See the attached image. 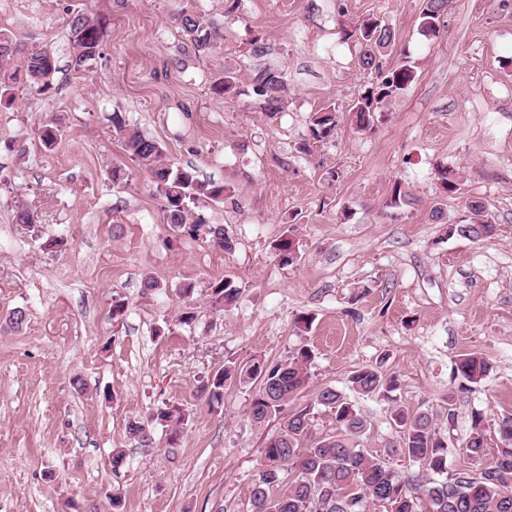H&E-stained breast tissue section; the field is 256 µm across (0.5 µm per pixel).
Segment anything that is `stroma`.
Here are the masks:
<instances>
[{
	"mask_svg": "<svg viewBox=\"0 0 512 512\" xmlns=\"http://www.w3.org/2000/svg\"><path fill=\"white\" fill-rule=\"evenodd\" d=\"M186 9L220 30L207 56L186 49L177 25ZM420 9V0H0V27L51 50L59 68L51 91L18 92L0 109V138L27 145L22 158L0 150V512H112L113 494L123 512H251L252 476L276 426L251 422L253 385L226 384L217 410L199 389L220 368L303 348L314 359L294 406L325 387L348 394L367 422L361 448L400 477L418 465L397 451L394 405L433 411L449 472L483 467L461 452L476 413L496 458V422L512 413V0H453L435 37L422 32ZM78 11L107 22L99 57L79 69L67 34ZM367 16L395 33L385 66L408 60L416 78L361 132L349 105L377 75L341 27ZM257 38L286 73L287 104L272 118L252 96ZM228 71L235 92L214 93ZM328 104L333 138L300 153ZM116 112L169 162L229 187L198 211L224 225L232 250L173 239L162 197L112 128ZM52 119L62 133L48 151L36 133ZM116 166L126 185L113 184ZM446 168L459 191L442 188ZM397 185L405 196L395 206ZM473 202L491 214L493 234L449 235ZM21 205L65 249L44 250L17 223ZM287 231L299 253L289 267L273 254ZM224 278L242 294L219 310L210 287ZM16 309L26 314L18 328ZM188 309L194 321L180 324ZM470 352L490 365L476 384L452 377ZM362 366L398 377L391 399L351 392ZM167 404L186 413L180 440L168 445L156 425L141 447L128 421Z\"/></svg>",
	"mask_w": 512,
	"mask_h": 512,
	"instance_id": "1",
	"label": "stroma"
}]
</instances>
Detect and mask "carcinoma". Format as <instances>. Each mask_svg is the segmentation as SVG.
Here are the masks:
<instances>
[{"label": "carcinoma", "mask_w": 512, "mask_h": 512, "mask_svg": "<svg viewBox=\"0 0 512 512\" xmlns=\"http://www.w3.org/2000/svg\"><path fill=\"white\" fill-rule=\"evenodd\" d=\"M447 11L448 0H422L419 15L422 31L438 33ZM67 27L74 49V65L79 69L100 55L106 36L105 23L83 16L77 21L68 20ZM179 28L194 54H206L215 48L218 32L206 16L184 11L179 17ZM342 34L361 45V66L377 72V82L360 94L349 112L351 124L364 131L371 128L374 114L388 99L401 94L414 82L416 73L405 60L383 68L381 55L395 42V35L390 28L377 23V19L364 18L352 29H342ZM56 70L55 57L49 50L25 49L17 44L9 30L0 29V106L11 105L20 87L37 94L49 92ZM286 86L281 67L265 65L257 70L252 93L259 109L267 116L283 111ZM112 127L122 136V148L128 158L151 179L162 196L164 223L177 234L202 238L221 250L232 249L233 239L224 226L209 224L196 212L202 202H223L224 184L202 181L193 168L166 162L160 144L127 129L117 112L112 113ZM335 128L336 112L328 105L313 115L311 139L302 145L301 151L309 153L324 144L332 138ZM38 137L50 150L58 143L60 129L54 123L43 124L38 128ZM16 219L28 231L41 234L37 217L28 207L21 206ZM494 228L485 207L472 203L467 222L448 228V233L480 238L492 234ZM274 250L283 266L297 261L295 241L286 233L274 244ZM210 290V299L216 306L230 305L241 295V288L229 278L213 283ZM311 359L312 353L302 349L285 361L257 360L249 365L226 367L202 385L206 404L214 410L222 403L228 379L250 380L257 385L249 406L251 420L257 425L278 420L275 432L266 438L261 462L251 481V512H512V414L498 419L501 448L496 460L472 476L448 472V443L438 437L433 414L395 410L392 419L401 433L398 451L421 470L403 479L385 461L360 448L366 420L342 393L324 388L314 397L315 404L334 414L336 432L327 437L312 436V406L285 411L306 385ZM488 370L483 357L464 353L455 362L453 377L477 383ZM350 383L355 392L367 397L391 392L397 386L396 379L374 367L353 371ZM184 419L176 406L158 407L145 422L129 421L127 433L137 441L146 442L150 440L148 425L154 423L168 430V444L173 446L179 440ZM482 421V416H474L473 436L463 448L475 461L484 457L487 448Z\"/></svg>", "instance_id": "obj_1"}]
</instances>
